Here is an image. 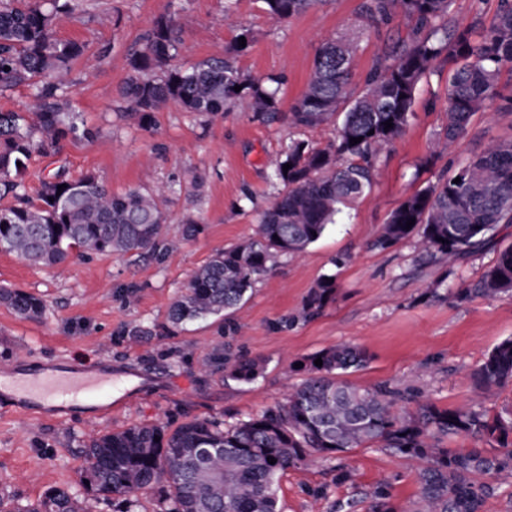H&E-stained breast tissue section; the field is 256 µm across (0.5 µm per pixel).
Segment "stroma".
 Segmentation results:
<instances>
[{"mask_svg": "<svg viewBox=\"0 0 512 512\" xmlns=\"http://www.w3.org/2000/svg\"><path fill=\"white\" fill-rule=\"evenodd\" d=\"M361 3L327 0L279 20L263 0H234L229 12L224 0H78V9L60 16L58 37L87 46L68 76V93L95 136L70 138L58 153L34 156L24 176L26 194L36 197L40 178L58 171L69 180L97 173L115 194L170 184L175 194L158 201L169 235L179 236L189 217L201 219L203 231L160 260L90 253L70 260L62 275L0 251V288L36 294L46 303L36 319L0 305V365L24 356L80 372L104 357L112 374L110 401L101 410L73 406L62 418L21 417L0 400V496L25 504L51 485L86 496L82 473L90 434L154 422L175 427L193 418L236 423L283 401L298 380L291 366L336 345L366 350L367 365L348 375L357 386L410 383L441 408L469 399L473 369L512 336V294L436 302L426 291L476 284L498 250L512 245V225L453 263L421 256L410 240L385 250L373 246L406 197L439 173H454L489 142L512 139V113L491 106L476 112L466 133L441 150L443 71L419 85L414 114L382 150L371 191L344 209L317 242L299 257H278L235 312L178 327L166 320L197 268L216 251L254 237L261 212L277 193L272 164L288 142L322 147L336 128L265 122L246 109L205 123L170 104L156 113L153 129H140L118 114L132 52L158 16L175 12L183 42L179 64L233 52L244 75L281 77L278 100L285 111L305 89L324 40L359 34L352 78L359 86L385 44L406 35L409 22L401 16L377 28L363 25ZM244 29L251 38L240 50L236 39ZM326 274L336 277L334 299L300 319L310 289ZM136 329L141 337L131 338ZM219 347L257 361L258 375L250 381L224 369L202 375L199 362ZM339 465L352 471L351 481H337ZM423 466L375 445L291 468L280 478V512H369V494L382 481L404 508L415 498Z\"/></svg>", "mask_w": 512, "mask_h": 512, "instance_id": "obj_1", "label": "stroma"}]
</instances>
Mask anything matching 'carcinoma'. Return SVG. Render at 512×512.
Here are the masks:
<instances>
[{
    "instance_id": "obj_1",
    "label": "carcinoma",
    "mask_w": 512,
    "mask_h": 512,
    "mask_svg": "<svg viewBox=\"0 0 512 512\" xmlns=\"http://www.w3.org/2000/svg\"><path fill=\"white\" fill-rule=\"evenodd\" d=\"M0 6V90L34 89L37 112L31 123L21 112L0 111V197L17 204L0 208V250L32 264L59 267L76 254L138 252L156 259L170 252L166 218L156 198L170 186L133 188L115 196L95 173L77 180L58 175L42 181L37 200L21 193L18 177L35 153L48 154L69 137L92 136L63 93V78L87 51L84 43L57 37L59 15L71 0H13ZM272 17L285 20L328 0H264ZM452 0H363L360 16L371 25L396 15L413 23L410 34L377 55L362 88L350 75L359 44L351 36L322 43L302 94L280 112L279 77L251 79L229 58L213 57L188 68L174 63L182 48L176 20L157 17L130 58L131 73L119 89L127 115L153 128L154 114L173 102L184 111L212 118L249 108L266 121L286 120L295 127L337 126L336 137L319 147L291 140L273 164L281 185L262 213L257 238L218 250L191 276L168 309L174 325L231 313L254 283L268 274L280 255H296L317 241L343 209L371 189L383 146L405 131L413 115L419 83L451 64L444 93V138L464 134L471 116L487 105L512 112V94L500 87L502 70L512 68V0H498L492 24L480 39L472 27L448 31ZM10 70H5V67ZM241 87L235 91L234 87ZM393 127L385 129L384 122ZM362 138L353 145L352 138ZM291 168L283 171V166ZM460 182H455V179ZM66 185L63 190L58 186ZM54 201H49V198ZM415 219L411 228L406 222ZM503 224H512V140L490 143L451 176L406 198L389 214L375 245L387 249L418 237L425 251L455 259L490 243ZM336 291V277L324 275L310 290L302 313L320 311ZM512 291V246L497 258L473 288H432L427 295L492 299ZM0 302L24 318L39 317L41 297L6 288ZM322 359V366L315 365ZM367 361L356 347L336 346L303 361L306 378L289 386L285 402L244 421L224 426L217 418L186 421L174 429L134 425L90 437L85 448L86 489L94 500L123 499L136 512L147 490L158 494L157 512H279L277 489L290 467L316 455L328 459L351 448L379 444L427 461L410 512H482L493 487L485 476L512 474V412L489 415L473 406L441 409L387 386L360 388L343 379ZM231 365L237 380L258 373L253 361H231L218 348L201 363L208 373ZM475 394L490 395L512 384V337L498 343L471 373ZM416 401L399 413L397 401ZM443 436L494 441L499 452L437 447ZM276 459L271 464L267 458ZM0 512H90L86 500L57 486L33 503L20 506L0 497ZM369 512H398L389 486L370 494Z\"/></svg>"
}]
</instances>
